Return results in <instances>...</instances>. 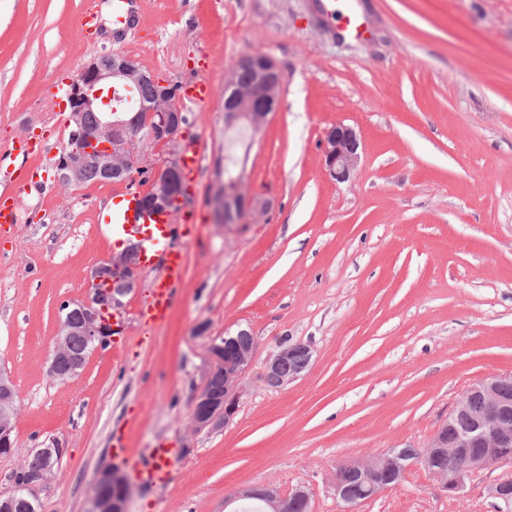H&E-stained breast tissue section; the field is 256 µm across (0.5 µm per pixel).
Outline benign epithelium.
Masks as SVG:
<instances>
[{"label":"benign epithelium","instance_id":"benign-epithelium-1","mask_svg":"<svg viewBox=\"0 0 512 512\" xmlns=\"http://www.w3.org/2000/svg\"><path fill=\"white\" fill-rule=\"evenodd\" d=\"M263 58L269 70L276 74L272 82L259 81L249 88L238 85L240 66ZM150 83L154 95L149 99L134 98V91ZM283 74L273 58L263 52L241 56L228 71L224 84L229 95L224 99L225 123L231 126L245 121L253 133L259 134L277 111ZM171 80L142 69L133 59L122 54L108 58L96 52L79 69L69 83L66 94L69 112L67 146L56 165L58 181L64 186L85 183L89 168H94L100 182L125 181L134 170L150 172L146 188L139 194L141 212L153 215H174L176 206L183 204L180 194V170L177 159L183 149L180 129L186 113L168 98ZM164 148V156L155 157V148ZM324 164L329 176L339 182L348 181L361 158V143L357 131L343 123L332 126L323 141ZM234 192L215 191L211 203L227 216L239 210L241 220L267 214L270 202L250 195L242 175L234 178ZM138 245L129 243L122 250L100 263L91 272L90 288L81 300L64 304L67 313L61 316L51 355L50 371L54 379L67 382L82 373L87 354L72 349V337L82 336L91 346L108 345L112 337L125 330L126 298L140 287L138 276ZM249 344L238 345L234 336H217L208 342L201 368L202 384L190 399L192 430L214 431L227 426L235 418L243 381L252 363L257 343L247 330L239 331ZM314 349L308 343L281 346L270 354L265 366V380L275 389L284 388L298 380L309 369ZM66 362L59 369L56 363ZM224 375L222 390L216 392L212 382L217 374ZM512 384V372L484 378L472 385L438 427L421 452L422 457L446 453L464 458V466L448 471V476L433 471L431 476L439 488L450 496L460 493L465 478L480 471L496 469L512 463V402L502 394L503 387ZM478 393L483 409L473 417V427L448 437L456 415L470 412L468 398ZM18 407L15 385L11 376L0 371V449L10 451L14 446ZM65 445L52 439L37 450L46 459L39 473V486L51 483L64 455ZM401 452L392 449L371 459L355 458L336 465L332 487L336 498L352 502L347 483L362 478L369 483L371 497L387 490L378 483L380 474H405L408 466L402 463ZM131 486L121 468L114 463L102 465L96 471L86 512H127L126 504ZM489 497L499 503L504 512L512 506V481L501 480L488 488ZM257 497L264 512H288L302 502L311 512V497L302 488L286 493L274 486L263 485L257 490L237 493L236 499Z\"/></svg>","mask_w":512,"mask_h":512}]
</instances>
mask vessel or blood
I'll return each instance as SVG.
<instances>
[{
	"mask_svg": "<svg viewBox=\"0 0 512 512\" xmlns=\"http://www.w3.org/2000/svg\"><path fill=\"white\" fill-rule=\"evenodd\" d=\"M212 94L211 81L201 75L184 88L181 99L190 104L204 105L210 101ZM203 161V144L196 142L188 145L179 159L183 176L187 180H194L202 170ZM137 199L138 191L133 187L114 196L101 222L110 234L140 236V261L143 266L150 267L155 262H162L163 274L147 288L139 310L145 323L159 328L168 322L173 307V291L185 276V246L193 238L195 216L183 214L180 223L175 224L164 214L144 215L138 210ZM178 463L177 450L168 441L161 440L151 451L149 466L139 469L138 474L142 480L162 483Z\"/></svg>",
	"mask_w": 512,
	"mask_h": 512,
	"instance_id": "1",
	"label": "vessel or blood"
}]
</instances>
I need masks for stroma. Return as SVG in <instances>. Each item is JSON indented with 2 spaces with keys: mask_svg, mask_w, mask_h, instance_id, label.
<instances>
[{
  "mask_svg": "<svg viewBox=\"0 0 512 512\" xmlns=\"http://www.w3.org/2000/svg\"><path fill=\"white\" fill-rule=\"evenodd\" d=\"M368 30L342 37L346 2ZM104 0H0V155L36 136L39 182L0 228V368L18 395L0 493L32 449L66 443L43 512H84L100 465L120 464L129 512H238L232 496L270 484L307 489L312 512H345L331 482L338 462L425 447L476 380L512 372V0H138L116 35L80 21ZM112 51L185 84L206 72V105H184L185 141L206 156L190 189L201 224L168 323L143 326L142 291L125 331L95 348L81 375L49 372L64 302L83 298L91 269L115 249L97 222L123 183L65 187L55 161L67 113L52 86L91 53ZM271 55L282 103L260 137L227 146L224 74L243 53ZM362 142L352 179L333 181L322 143L336 123ZM232 153L248 191L271 200L262 219L218 223L210 198ZM257 341L237 416L215 432L189 427L210 338L237 328ZM311 344L305 375L274 390L265 361L283 342ZM123 437L130 453L114 456ZM180 449L165 483L134 466L157 441ZM512 465L443 494L419 466L355 512H497L488 485Z\"/></svg>",
  "mask_w": 512,
  "mask_h": 512,
  "instance_id": "1",
  "label": "stroma"
}]
</instances>
